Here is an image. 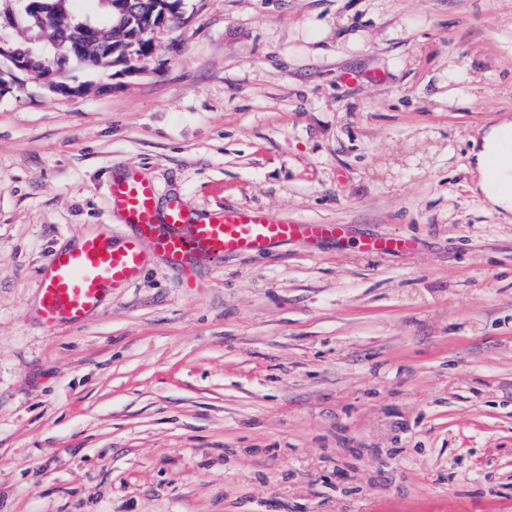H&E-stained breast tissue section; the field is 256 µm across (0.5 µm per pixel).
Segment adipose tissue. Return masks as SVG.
Wrapping results in <instances>:
<instances>
[{
	"label": "adipose tissue",
	"mask_w": 512,
	"mask_h": 512,
	"mask_svg": "<svg viewBox=\"0 0 512 512\" xmlns=\"http://www.w3.org/2000/svg\"><path fill=\"white\" fill-rule=\"evenodd\" d=\"M511 142L512 121L504 120L484 131L480 143L472 150L479 175L478 188L485 201L506 212H512V168H502L497 179L493 180L488 176V167L491 158Z\"/></svg>",
	"instance_id": "obj_1"
}]
</instances>
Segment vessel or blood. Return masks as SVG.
Masks as SVG:
<instances>
[{
	"mask_svg": "<svg viewBox=\"0 0 512 512\" xmlns=\"http://www.w3.org/2000/svg\"><path fill=\"white\" fill-rule=\"evenodd\" d=\"M159 195L156 183L137 174L113 180L111 207L123 215L133 233L117 243L105 236L90 237L79 247L50 255L37 308L44 327L54 329L88 318L113 290L140 276L152 253L187 270L228 254H259L276 244L339 240L346 234L341 224H298L255 207L229 206L197 221L187 200L177 195L168 198L165 212H158ZM413 247L405 237H368L362 242L368 253H400Z\"/></svg>",
	"mask_w": 512,
	"mask_h": 512,
	"instance_id": "vessel-or-blood-1",
	"label": "vessel or blood"
}]
</instances>
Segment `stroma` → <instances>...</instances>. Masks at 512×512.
Wrapping results in <instances>:
<instances>
[{
  "mask_svg": "<svg viewBox=\"0 0 512 512\" xmlns=\"http://www.w3.org/2000/svg\"><path fill=\"white\" fill-rule=\"evenodd\" d=\"M183 3L143 75L0 100V512H512V218L471 157L512 120V0ZM130 170L352 239L153 255L46 329L48 255L131 234ZM415 243L405 237H368L362 241V249L367 253L392 254L407 252L414 248Z\"/></svg>",
  "mask_w": 512,
  "mask_h": 512,
  "instance_id": "stroma-1",
  "label": "stroma"
}]
</instances>
